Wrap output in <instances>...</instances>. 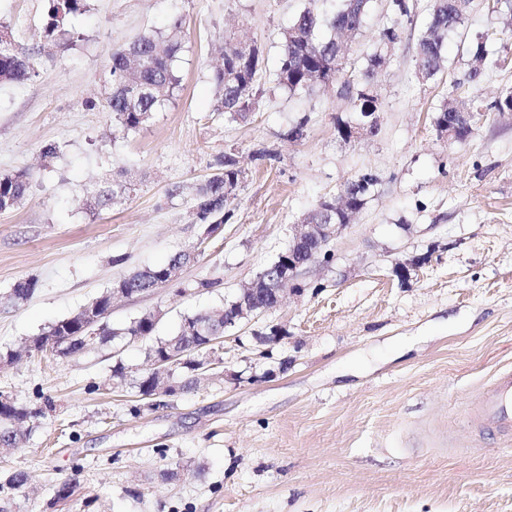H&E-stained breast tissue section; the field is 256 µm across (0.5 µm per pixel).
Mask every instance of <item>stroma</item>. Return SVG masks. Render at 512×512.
I'll return each instance as SVG.
<instances>
[{
	"mask_svg": "<svg viewBox=\"0 0 512 512\" xmlns=\"http://www.w3.org/2000/svg\"><path fill=\"white\" fill-rule=\"evenodd\" d=\"M413 2L374 77L379 130L346 143L344 100L275 83L281 34L306 0H89L75 21L82 38L65 50L44 44L46 0H0V27L35 71L0 85V176L33 175L0 212V293L38 282L28 301L0 305V353L17 355L0 365V396L45 411L21 448L0 454V481L29 477L11 512H512V435L466 420L467 400L512 368V112L488 113L462 143L433 125L479 34L493 35L481 100L512 91V16L471 0L444 70L424 81L416 45L431 0ZM392 16L391 0H371L349 44L356 67ZM176 24L180 89L124 134L102 106L108 57ZM234 32L262 45L265 65L255 110L230 122L212 77ZM303 117L305 137L287 139ZM49 143L59 154L46 167ZM259 150L266 158L253 160ZM227 152L245 173L233 219L208 237L191 189ZM364 173L377 176L375 191L331 242L332 262L305 270V293L228 331L213 352L222 368L148 405L136 381L149 343L123 328L155 312L166 338L184 317L223 306L287 248L304 213ZM113 178L128 195L87 209L89 186ZM190 248L197 258L178 285L113 302L118 337L76 357L26 351L114 280ZM413 258L420 267L399 280L395 261ZM274 327L284 339L261 343ZM66 480L73 494L56 499Z\"/></svg>",
	"mask_w": 512,
	"mask_h": 512,
	"instance_id": "obj_1",
	"label": "stroma"
}]
</instances>
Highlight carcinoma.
Here are the masks:
<instances>
[{
    "label": "carcinoma",
    "mask_w": 512,
    "mask_h": 512,
    "mask_svg": "<svg viewBox=\"0 0 512 512\" xmlns=\"http://www.w3.org/2000/svg\"><path fill=\"white\" fill-rule=\"evenodd\" d=\"M321 0L308 3L294 17L283 33L280 44L277 85L292 95H308L314 90L328 91L329 77L340 74L345 78L336 93L346 99L354 116L363 112H379V96L374 86V75L389 45L400 41L404 22L411 20L414 4L410 0H393L394 18L378 33L374 50L367 55L366 66L356 69L349 63L339 37L343 33L356 36L362 33L370 0H340L337 10L325 13L320 10ZM88 0H46L44 33L47 40L58 47L75 39L78 32L72 27L73 18L87 11ZM467 9L459 8L458 0H432L426 27L417 42V72L425 81L434 79L440 72L443 52L448 36L456 33L464 23ZM182 50V38L160 33L144 34L128 46L112 50L109 55L111 87L107 103L112 119L126 132H136L148 121L165 101L173 96L180 85L174 67ZM469 54L478 65L471 68L464 80L455 88L470 93L477 89L482 78L479 63L485 61L489 51L485 38L473 40ZM263 64V49L254 51V58L243 64L235 43H224V67L214 71L217 90L215 111L224 113V119L234 122L253 110L259 96L257 75ZM34 74L31 55L16 50L0 39V84L21 82ZM448 98L435 112L434 126L437 134L448 131L450 105ZM478 112H512V93L508 92L492 104L476 108ZM32 173L20 170L13 175L0 177V211L21 202L29 189ZM242 182V171L226 154L217 161V172L193 190L195 218L199 224H226L234 217L236 191ZM376 180L369 174L351 182L347 187L348 206L359 211L367 203ZM125 192L120 180L93 187L86 198V206L99 210L112 207ZM301 221L317 224H344L346 212L336 210V198H321ZM167 263L131 274L130 286L148 293L161 280ZM37 281L30 279L17 283L8 293L0 296V304L17 306L32 297ZM83 311L54 322L43 334L62 338L61 354L65 357L81 353L84 341L77 337L82 331ZM205 319L213 321L217 329L224 326V308H214L185 318L195 324ZM204 343L200 337L181 341L186 351L182 388L191 386L196 360L191 358L196 348ZM43 410L30 411L18 404L3 406L0 410V440L11 449L21 447L28 431L21 430L26 423H35ZM27 481L26 473L14 472L0 482V512H9L10 491L20 489Z\"/></svg>",
    "instance_id": "obj_1"
}]
</instances>
